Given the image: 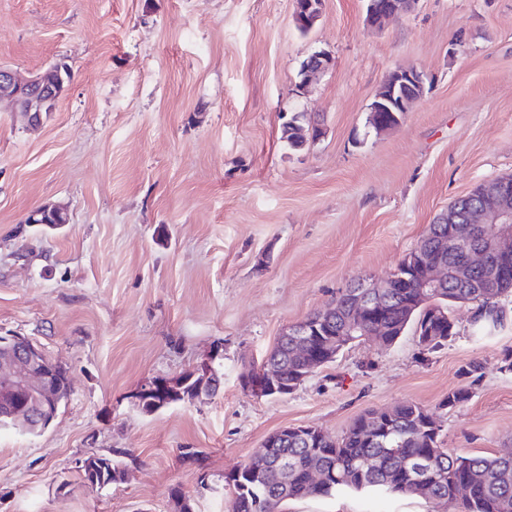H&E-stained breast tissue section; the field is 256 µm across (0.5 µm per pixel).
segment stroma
<instances>
[{"label":"stroma","instance_id":"stroma-1","mask_svg":"<svg viewBox=\"0 0 512 512\" xmlns=\"http://www.w3.org/2000/svg\"><path fill=\"white\" fill-rule=\"evenodd\" d=\"M294 0H0V67L63 61L67 92L39 126L0 108V332L29 337L70 377L47 429H0V512H227L224 477L285 426L338 438L369 409L429 410L457 456L512 453V296L476 339L471 304L432 353L405 332L348 345L288 395L243 391L281 331L393 272L449 205L512 176V0H415L383 30L366 0H323L308 33ZM333 63L306 93L312 53ZM422 96L375 132L387 74ZM319 138H282L283 112ZM66 207L60 229L27 223ZM210 399L147 413L134 393L208 355ZM472 362L478 380L464 375ZM468 401L441 408L449 391ZM109 456L127 480L82 483ZM284 512H443L377 491L291 500Z\"/></svg>","mask_w":512,"mask_h":512}]
</instances>
